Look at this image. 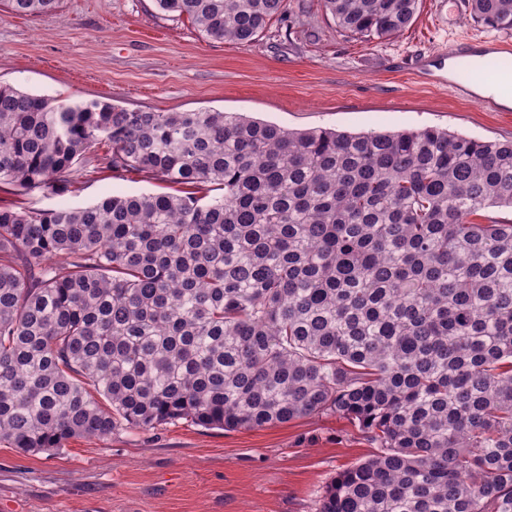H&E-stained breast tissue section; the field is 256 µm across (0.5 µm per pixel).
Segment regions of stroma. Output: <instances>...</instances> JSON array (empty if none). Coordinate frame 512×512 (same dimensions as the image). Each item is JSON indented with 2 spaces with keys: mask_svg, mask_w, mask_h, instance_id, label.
<instances>
[{
  "mask_svg": "<svg viewBox=\"0 0 512 512\" xmlns=\"http://www.w3.org/2000/svg\"><path fill=\"white\" fill-rule=\"evenodd\" d=\"M462 35L499 33L474 23L464 0H419L403 32L368 43L338 32L320 0H289L287 15L243 47L207 40L153 0H61L47 19L0 9V83L129 109L237 112L293 131L439 127L510 140L512 108L488 112L447 83L410 75L411 58ZM166 190L100 169L60 195L0 190V203L81 207ZM374 451L335 416L230 431L182 420L52 452L0 443V512H316L337 473Z\"/></svg>",
  "mask_w": 512,
  "mask_h": 512,
  "instance_id": "obj_1",
  "label": "stroma"
}]
</instances>
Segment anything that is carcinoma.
<instances>
[{
    "label": "carcinoma",
    "instance_id": "cac0c4a2",
    "mask_svg": "<svg viewBox=\"0 0 512 512\" xmlns=\"http://www.w3.org/2000/svg\"><path fill=\"white\" fill-rule=\"evenodd\" d=\"M4 2L50 18L60 0ZM154 2L241 46L288 5ZM320 2L367 42L418 7ZM467 7L512 30V0ZM90 165L189 191L0 205V442L334 415L376 452L317 512H512V219L491 215L512 210V140L290 131L0 85L1 189L59 194Z\"/></svg>",
    "mask_w": 512,
    "mask_h": 512
}]
</instances>
